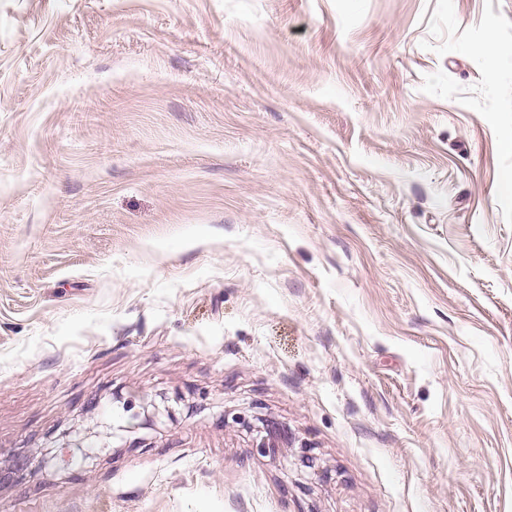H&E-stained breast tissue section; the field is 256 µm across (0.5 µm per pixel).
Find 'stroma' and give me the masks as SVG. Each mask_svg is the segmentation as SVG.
<instances>
[{
    "instance_id": "35a3bbf8",
    "label": "stroma",
    "mask_w": 512,
    "mask_h": 512,
    "mask_svg": "<svg viewBox=\"0 0 512 512\" xmlns=\"http://www.w3.org/2000/svg\"><path fill=\"white\" fill-rule=\"evenodd\" d=\"M0 512H512V0H0Z\"/></svg>"
}]
</instances>
